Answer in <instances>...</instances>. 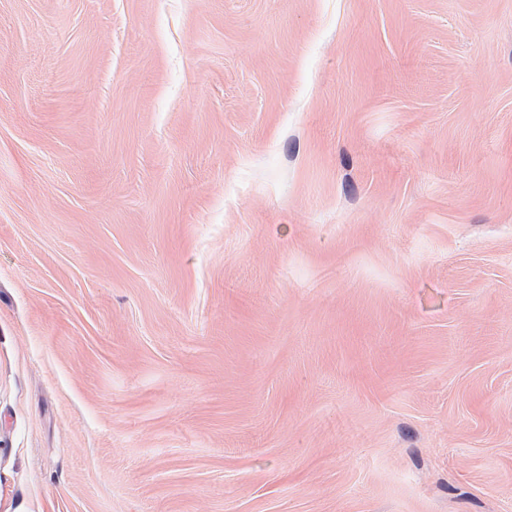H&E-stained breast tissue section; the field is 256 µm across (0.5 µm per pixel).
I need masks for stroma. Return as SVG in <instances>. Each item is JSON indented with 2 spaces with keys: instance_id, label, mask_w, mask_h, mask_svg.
I'll return each instance as SVG.
<instances>
[{
  "instance_id": "stroma-1",
  "label": "stroma",
  "mask_w": 512,
  "mask_h": 512,
  "mask_svg": "<svg viewBox=\"0 0 512 512\" xmlns=\"http://www.w3.org/2000/svg\"><path fill=\"white\" fill-rule=\"evenodd\" d=\"M0 512H512V0H0Z\"/></svg>"
}]
</instances>
